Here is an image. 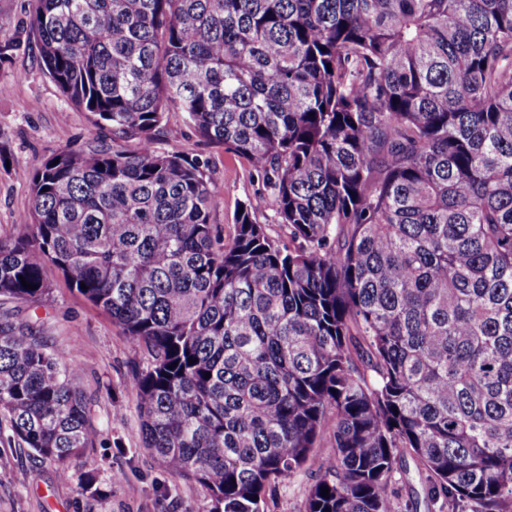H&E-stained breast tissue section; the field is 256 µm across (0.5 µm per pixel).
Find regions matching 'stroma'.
Masks as SVG:
<instances>
[{
    "instance_id": "stroma-1",
    "label": "stroma",
    "mask_w": 512,
    "mask_h": 512,
    "mask_svg": "<svg viewBox=\"0 0 512 512\" xmlns=\"http://www.w3.org/2000/svg\"><path fill=\"white\" fill-rule=\"evenodd\" d=\"M34 8L35 0H0V46L13 47L0 59V238L20 232L18 218L31 207V177L47 156L111 134L73 106L42 69L30 33ZM169 123L182 129L171 150L208 163L212 186L223 199L211 221L232 232L239 206L256 197L258 184L249 163L232 150L200 140L184 128L181 113H170ZM46 275L51 289L43 300L10 301L6 307L20 322L41 325L53 347L71 353L95 445L63 480L55 463L19 449L0 416V512H205L203 487L171 473L142 444L141 420L129 390L134 373L145 364L142 351L56 269L47 268ZM116 471L121 481H113ZM313 476L309 469L279 482L267 498V512H303ZM392 488L402 512H448L429 502L425 478L412 460L399 463Z\"/></svg>"
}]
</instances>
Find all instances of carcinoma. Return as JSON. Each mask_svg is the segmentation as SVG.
I'll list each match as a JSON object with an SVG mask.
<instances>
[{
  "label": "carcinoma",
  "mask_w": 512,
  "mask_h": 512,
  "mask_svg": "<svg viewBox=\"0 0 512 512\" xmlns=\"http://www.w3.org/2000/svg\"><path fill=\"white\" fill-rule=\"evenodd\" d=\"M35 2L42 69L112 141L35 170L0 297L52 265L112 317L143 445L208 512L313 461L305 512H400L407 457L448 512H512V0ZM170 112L248 161L266 223H210ZM77 374L0 312V415L64 479L95 441Z\"/></svg>",
  "instance_id": "cac0c4a2"
}]
</instances>
